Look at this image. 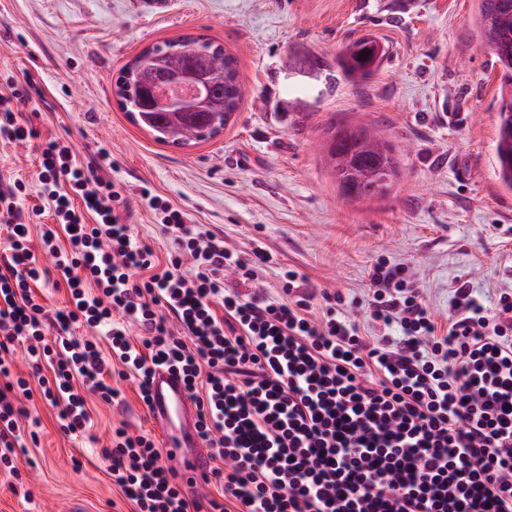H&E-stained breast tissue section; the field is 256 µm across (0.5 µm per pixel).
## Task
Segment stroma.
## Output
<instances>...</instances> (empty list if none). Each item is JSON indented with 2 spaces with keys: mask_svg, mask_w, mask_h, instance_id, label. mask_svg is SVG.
<instances>
[{
  "mask_svg": "<svg viewBox=\"0 0 512 512\" xmlns=\"http://www.w3.org/2000/svg\"><path fill=\"white\" fill-rule=\"evenodd\" d=\"M475 0H0V90L7 77L39 94L23 108L42 135L82 159L110 152L129 224L156 252L163 236L143 189L245 250L263 241L277 267L260 290L278 293L280 268L311 291L360 298L378 258L404 267L439 322L466 284L493 303L512 290V189L494 164L500 73L472 25ZM186 35L220 43L245 92L222 133L179 148L121 110L119 70L145 47ZM385 50L364 79L336 60L355 38ZM339 123L381 128L409 146L387 195L341 203L318 150ZM30 145L0 143V181L38 192ZM121 403L90 398L93 426L72 440L54 410L28 403L39 441L18 459L32 501L0 473V512H129L106 473L100 441L127 424L153 432L132 380Z\"/></svg>",
  "mask_w": 512,
  "mask_h": 512,
  "instance_id": "stroma-1",
  "label": "stroma"
}]
</instances>
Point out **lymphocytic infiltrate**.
I'll return each mask as SVG.
<instances>
[{
    "mask_svg": "<svg viewBox=\"0 0 512 512\" xmlns=\"http://www.w3.org/2000/svg\"><path fill=\"white\" fill-rule=\"evenodd\" d=\"M7 87L0 142L38 141L40 203L23 213L27 182L0 183L1 468L18 472L24 400L55 408L75 439L89 430L88 395L117 402L113 376H131L149 401L165 368L196 408L216 495L183 489L155 437L119 427L101 454L130 512H512L511 291L488 305L456 288L442 328L420 287L382 259L364 303L369 338L341 294L322 293L312 315L296 270L278 295L258 291L269 252L226 247L146 190L173 245L159 256L121 218L108 152L82 163L61 139H41L21 118L29 85ZM46 213L32 242L26 218ZM53 273L68 304L51 317L37 288ZM85 326L93 337L75 335ZM20 348L25 378L13 373Z\"/></svg>",
    "mask_w": 512,
    "mask_h": 512,
    "instance_id": "1",
    "label": "lymphocytic infiltrate"
}]
</instances>
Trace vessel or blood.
<instances>
[{
    "label": "vessel or blood",
    "mask_w": 512,
    "mask_h": 512,
    "mask_svg": "<svg viewBox=\"0 0 512 512\" xmlns=\"http://www.w3.org/2000/svg\"><path fill=\"white\" fill-rule=\"evenodd\" d=\"M148 416L164 448L177 458L180 471L193 479L195 490H202L209 465L208 450L192 429L194 408L185 396L180 376L165 370L156 374Z\"/></svg>",
    "instance_id": "vessel-or-blood-1"
}]
</instances>
